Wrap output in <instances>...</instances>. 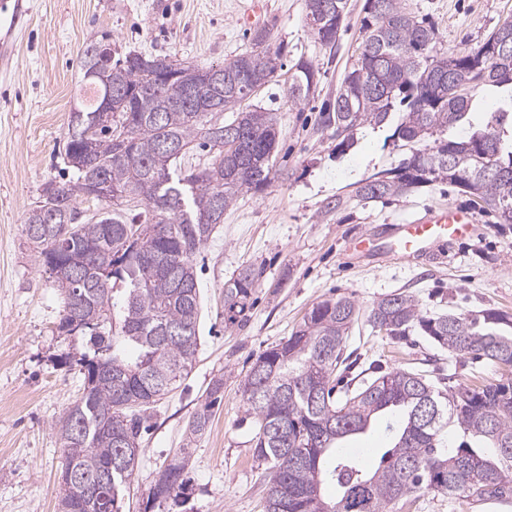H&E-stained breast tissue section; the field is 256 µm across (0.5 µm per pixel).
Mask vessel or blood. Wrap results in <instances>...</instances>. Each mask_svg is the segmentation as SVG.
I'll return each mask as SVG.
<instances>
[{
  "label": "vessel or blood",
  "mask_w": 512,
  "mask_h": 512,
  "mask_svg": "<svg viewBox=\"0 0 512 512\" xmlns=\"http://www.w3.org/2000/svg\"><path fill=\"white\" fill-rule=\"evenodd\" d=\"M475 218L460 208H435L394 225L385 244L386 254L413 262L432 254L435 247L468 236Z\"/></svg>",
  "instance_id": "b4317fda"
}]
</instances>
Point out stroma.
<instances>
[{"label": "stroma", "instance_id": "obj_1", "mask_svg": "<svg viewBox=\"0 0 512 512\" xmlns=\"http://www.w3.org/2000/svg\"><path fill=\"white\" fill-rule=\"evenodd\" d=\"M28 12L0 49V512H58L63 450L55 423L81 385L78 367L60 365L72 339L58 330L62 299L24 233V218L46 180L71 177L61 153L74 107L81 57L109 38L119 52L221 64L251 51L253 27L240 18L261 6L270 49L281 69L254 97L274 112L279 131L276 176L264 190L241 194L197 258L201 297L196 362L156 407L142 440L124 512H144L150 483L186 438L210 385L223 379V401L192 445L186 506L170 512H264L265 464L254 455V425L239 384L255 359L290 335L325 299L353 296L361 309L386 294H414L424 315L496 309L512 314V223H497L474 197L433 181L385 200H353L354 183L398 167L412 151L389 136L400 123L362 127L350 150H336L319 111L332 103L361 42L365 0H348L345 30L321 45L306 24L305 0H25ZM434 24L438 47L456 52L484 42L512 0H402ZM307 58L320 71L309 100L288 99V69ZM427 207H463L475 218L470 238L410 265L351 251L359 236L377 237ZM245 266L261 268L243 326L224 325V285ZM361 361L384 370L419 371L439 388L496 384L512 368L435 344L420 330L371 335L355 323L347 342ZM387 512H512L508 503L425 493L391 503Z\"/></svg>", "mask_w": 512, "mask_h": 512}]
</instances>
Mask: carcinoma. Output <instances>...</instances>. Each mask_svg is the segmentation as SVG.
Listing matches in <instances>:
<instances>
[{
	"label": "carcinoma",
	"mask_w": 512,
	"mask_h": 512,
	"mask_svg": "<svg viewBox=\"0 0 512 512\" xmlns=\"http://www.w3.org/2000/svg\"><path fill=\"white\" fill-rule=\"evenodd\" d=\"M347 0H305L307 23L323 45L336 42ZM359 54L346 71L322 125L336 131V150L354 143L359 126H384L403 112L391 138L416 145L400 166L361 180L356 196L402 195L436 179L448 166L469 178L481 207L512 223V95L487 121L469 120L488 88L512 89V32L506 49L488 55L490 40L452 53L437 49L434 25L407 11L402 0H365ZM270 31L254 32L256 49L222 64L207 82L204 65L167 57L115 53L112 70L87 77L66 133L64 164L73 177L43 184L25 217V233L63 301L58 329L85 351L60 356L83 375L81 394L56 423L63 448L59 512L79 503L99 512L107 498L122 512L136 474L146 413L195 361L199 288L193 260L224 223V210L243 191H260L274 178L278 143L273 113L251 98L247 85L274 78L281 52L268 50ZM320 78L303 57L289 69L288 98L300 102ZM112 125L91 128L106 83ZM234 112L221 130L214 117ZM467 127L456 139L434 134ZM208 149L204 164L189 162L193 143ZM103 178L112 196L92 195L90 177ZM85 202L97 204L73 221ZM261 273L248 266L224 283V323L241 325ZM360 318L350 296L327 299L279 344L262 353L240 387L254 420L256 458L269 465L265 512H385L417 492L487 498L512 496V382L448 386L404 370L353 376L346 340ZM366 322L385 336L415 328L458 355L512 366V316L495 309L422 314L415 296L396 292L373 303ZM223 380L189 422L190 435L208 426ZM385 423L389 448L370 468L343 452L341 441ZM461 441L447 448L445 428ZM192 449H178L150 484L151 512L189 499Z\"/></svg>",
	"instance_id": "cac0c4a2"
}]
</instances>
